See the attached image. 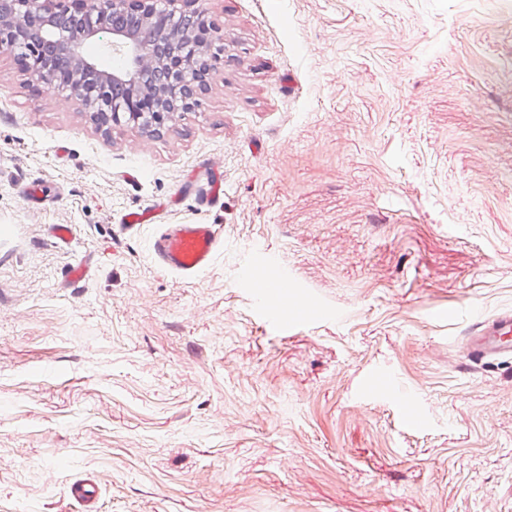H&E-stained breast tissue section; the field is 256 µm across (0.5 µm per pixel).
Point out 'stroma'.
Masks as SVG:
<instances>
[{
  "mask_svg": "<svg viewBox=\"0 0 512 512\" xmlns=\"http://www.w3.org/2000/svg\"><path fill=\"white\" fill-rule=\"evenodd\" d=\"M199 3L224 64L158 132L0 50V512H512V359L459 354L512 309V0ZM159 203L208 270L123 224ZM151 250L164 271L192 278L213 264L223 246L217 224H154ZM255 288V293L265 302L267 310L273 312L279 298L288 295V277L282 272L272 271Z\"/></svg>",
  "mask_w": 512,
  "mask_h": 512,
  "instance_id": "stroma-1",
  "label": "stroma"
}]
</instances>
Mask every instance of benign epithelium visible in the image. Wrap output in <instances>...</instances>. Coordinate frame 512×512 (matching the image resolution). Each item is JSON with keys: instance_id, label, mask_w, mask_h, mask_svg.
<instances>
[{"instance_id": "7a95c632", "label": "benign epithelium", "mask_w": 512, "mask_h": 512, "mask_svg": "<svg viewBox=\"0 0 512 512\" xmlns=\"http://www.w3.org/2000/svg\"><path fill=\"white\" fill-rule=\"evenodd\" d=\"M197 0H0V48L31 81L68 91L100 127L133 123L158 130L172 112L201 104L224 60V32ZM170 32L153 43L142 24ZM106 40L117 57L104 69L88 54Z\"/></svg>"}]
</instances>
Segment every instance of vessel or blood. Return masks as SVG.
Masks as SVG:
<instances>
[{"label":"vessel or blood","mask_w":512,"mask_h":512,"mask_svg":"<svg viewBox=\"0 0 512 512\" xmlns=\"http://www.w3.org/2000/svg\"><path fill=\"white\" fill-rule=\"evenodd\" d=\"M124 224L135 228L154 224L152 255L162 270L192 278L213 264L223 246L220 227L214 224H155L152 210H132L123 217ZM256 292L268 311H275L280 297L288 293L286 274L273 271L256 285ZM512 356V310L475 321L467 331L465 359L474 364H488Z\"/></svg>","instance_id":"obj_1"}]
</instances>
